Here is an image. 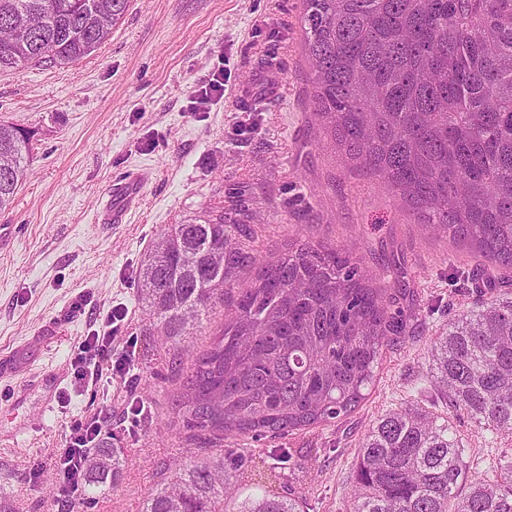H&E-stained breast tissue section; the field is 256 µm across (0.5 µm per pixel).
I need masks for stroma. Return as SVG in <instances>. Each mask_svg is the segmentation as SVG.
Masks as SVG:
<instances>
[{"label":"stroma","mask_w":512,"mask_h":512,"mask_svg":"<svg viewBox=\"0 0 512 512\" xmlns=\"http://www.w3.org/2000/svg\"><path fill=\"white\" fill-rule=\"evenodd\" d=\"M303 0H131L110 38L76 65L0 73V120L30 137L27 176L0 211V357L22 368L0 378V512H140L187 456L240 454L241 495L295 497L306 512H349L357 454L391 411L436 404L432 342L458 314L512 285L476 291L462 274L468 246L433 234L377 177L344 162L320 119L302 49ZM278 85L259 111L239 93L256 72ZM220 81L211 101L194 90ZM149 168L126 223L95 218L114 182ZM223 208L257 254L288 244L345 247L373 287L395 294L409 320L387 350L367 400L343 419L260 441H207L172 425L180 360L165 352L137 296L159 234ZM123 309L113 330L120 376L84 389L79 344ZM101 416L128 462L112 490L57 497L55 461L74 420ZM470 475H490L512 440L469 418Z\"/></svg>","instance_id":"1"}]
</instances>
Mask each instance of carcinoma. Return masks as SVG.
Segmentation results:
<instances>
[{
    "label": "carcinoma",
    "instance_id": "carcinoma-1",
    "mask_svg": "<svg viewBox=\"0 0 512 512\" xmlns=\"http://www.w3.org/2000/svg\"><path fill=\"white\" fill-rule=\"evenodd\" d=\"M130 0H0V71L76 64L111 35ZM302 43L313 112L418 220L512 269V0H303ZM28 135L0 123V209L25 176ZM224 211L162 232L140 270L139 300L186 368L173 422L198 435L257 440L316 428L366 399L383 350L405 332L396 299L340 249L292 245L276 259L245 249ZM256 267L251 284L236 270ZM231 302L209 347L189 336ZM431 378L447 415L389 412L359 448L353 512H512V456L493 478H468L467 441L452 420L512 438V301L448 324ZM127 462L101 446L88 487L112 488ZM247 458L176 460L142 512H303L295 498L247 497L228 483Z\"/></svg>",
    "mask_w": 512,
    "mask_h": 512
}]
</instances>
